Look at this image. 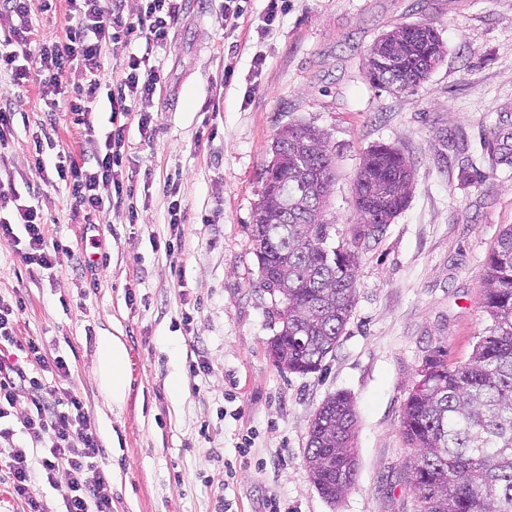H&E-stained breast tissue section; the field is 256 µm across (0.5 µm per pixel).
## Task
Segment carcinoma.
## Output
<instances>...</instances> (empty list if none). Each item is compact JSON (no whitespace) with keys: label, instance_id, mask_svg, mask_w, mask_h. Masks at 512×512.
Segmentation results:
<instances>
[{"label":"carcinoma","instance_id":"1","mask_svg":"<svg viewBox=\"0 0 512 512\" xmlns=\"http://www.w3.org/2000/svg\"><path fill=\"white\" fill-rule=\"evenodd\" d=\"M371 49L391 61L390 88L412 92L446 55L437 28L403 24ZM273 158L261 173V223L252 242L260 288L278 299L280 328L270 341L278 367L297 374L320 370L336 348L355 306L363 243L378 236L407 206L412 162L386 144L364 153L355 180L357 222L336 242L328 204L336 179L327 135L304 124L282 127ZM482 309L488 324L470 359L448 364L447 350L426 359L424 387L412 388L402 434L413 456L405 484L414 512H512V225L487 260ZM356 411L352 397H327L309 428L306 461L317 491L330 502L354 485Z\"/></svg>","mask_w":512,"mask_h":512}]
</instances>
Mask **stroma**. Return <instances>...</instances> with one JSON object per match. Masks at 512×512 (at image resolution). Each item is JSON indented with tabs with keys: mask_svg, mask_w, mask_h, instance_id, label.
<instances>
[{
	"mask_svg": "<svg viewBox=\"0 0 512 512\" xmlns=\"http://www.w3.org/2000/svg\"><path fill=\"white\" fill-rule=\"evenodd\" d=\"M248 0L225 22L222 0H183L155 63L165 77L139 110L150 138L130 130L125 177L133 195L90 217L32 169L35 136L51 152L103 143L110 102L91 127L64 106L47 112L37 83L0 89L17 101L0 147V174L38 205L63 252L52 270L25 265L0 242V296H21L23 338L69 364L105 450L113 512H413L403 481L411 456L401 415L426 358L439 347L467 360L485 326L486 260L512 224V0H288L263 21ZM430 22L447 47L415 92L375 88L363 61L382 34ZM324 130L335 154L329 213L341 236L356 222L353 181L364 151L387 144L415 166L407 208L369 241L356 304L319 371L279 369L268 343L279 330L260 286L250 230L277 131ZM486 182H471L473 170ZM184 208L181 247L166 254L168 182ZM118 336L130 381L114 405L93 359ZM201 362L198 376L190 362ZM180 388H173V381ZM352 396L357 474L339 503L314 487L305 455L311 422L329 396ZM250 445V459L238 450Z\"/></svg>",
	"mask_w": 512,
	"mask_h": 512,
	"instance_id": "35a3bbf8",
	"label": "stroma"
}]
</instances>
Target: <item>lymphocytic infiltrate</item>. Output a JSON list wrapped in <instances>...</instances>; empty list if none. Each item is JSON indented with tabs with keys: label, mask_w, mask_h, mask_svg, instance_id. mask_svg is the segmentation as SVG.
<instances>
[{
	"label": "lymphocytic infiltrate",
	"mask_w": 512,
	"mask_h": 512,
	"mask_svg": "<svg viewBox=\"0 0 512 512\" xmlns=\"http://www.w3.org/2000/svg\"><path fill=\"white\" fill-rule=\"evenodd\" d=\"M65 35L44 38L33 21L30 0H0V19L8 24L10 47L0 50V71L9 72L13 85L29 83L32 72L43 74L42 95L62 92V77L79 67L84 82L74 88L67 101L76 123L90 125L93 106L110 63L112 50L123 47L117 91L110 94L112 129L103 146L95 147L90 160L77 162L69 153L55 160L44 155L42 140H35L32 165L36 172L54 169L56 182L84 212L104 207L100 186H112L116 196L131 193L124 182L123 163L129 147V130L148 135L154 118L133 115L131 102L152 98L162 82L158 67L150 63V51L163 48L178 21L182 0H142L134 17L124 14L123 0H67ZM144 43L145 54L131 47ZM0 241L11 244L28 265L44 270L56 264L59 243L47 240L44 221L33 205H25L14 191L0 189ZM25 310L22 298L0 297V419L18 416L28 444L13 441L14 432L0 428L7 441L6 484L23 512H50L36 493V482L55 483L64 473L62 491L65 512H112L110 478L100 466L104 454L100 438L92 428L82 399L65 388L69 366L62 357L42 354L39 347L18 335ZM20 358H13V351ZM41 392L33 400V411L18 414L17 408L30 389Z\"/></svg>",
	"instance_id": "f902f5d3"
}]
</instances>
